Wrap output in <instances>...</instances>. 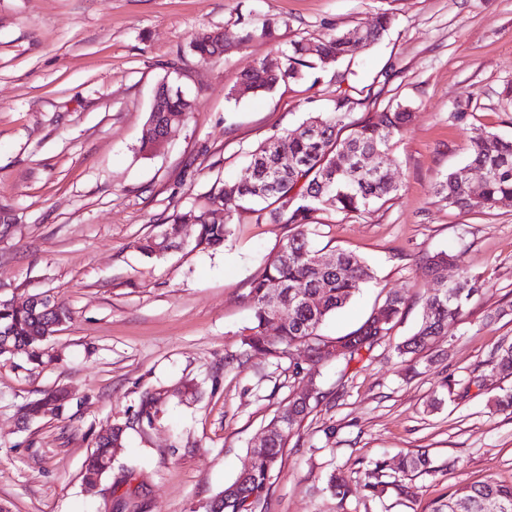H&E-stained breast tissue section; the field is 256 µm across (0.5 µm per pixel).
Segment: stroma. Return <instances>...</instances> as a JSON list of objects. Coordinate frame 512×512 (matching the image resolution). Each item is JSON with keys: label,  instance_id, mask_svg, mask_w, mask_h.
Segmentation results:
<instances>
[{"label": "stroma", "instance_id": "1", "mask_svg": "<svg viewBox=\"0 0 512 512\" xmlns=\"http://www.w3.org/2000/svg\"><path fill=\"white\" fill-rule=\"evenodd\" d=\"M382 12L392 19L383 38L318 81L234 94L239 74L276 45L361 28ZM267 18L279 22L276 42L239 47L244 28ZM218 28L230 51L198 62L193 34ZM341 73L361 100L355 117L401 102L413 118L393 145L397 195L366 214L318 217L316 248L353 252L374 272L323 332L355 329L394 291L407 297L403 315L351 369L302 348L232 364L252 321L249 284L287 227L243 210L214 251L195 249L190 226L161 256L137 243L174 210L243 181L247 151L328 109ZM165 80L195 110L160 151L144 152ZM461 104L458 124L450 114ZM490 132L512 140V0H0V207L13 216L0 229V297L47 292L69 312L42 362L0 360V503L116 512L135 491L145 512H205L281 402L309 384L324 397L291 439L262 512H429L460 486L512 483V413L494 405L512 375L485 365L512 342V207L459 210L434 191L451 172L479 181L467 155ZM439 252L455 257L444 280L466 268L483 289L410 373L396 347L434 287L419 261ZM54 389L68 395L63 414L20 424L19 406ZM146 390L161 396L149 425L135 420ZM116 419L129 424L125 443L93 497L82 463ZM420 450L432 467L396 473L402 492L340 500L327 487L337 469Z\"/></svg>", "mask_w": 512, "mask_h": 512}]
</instances>
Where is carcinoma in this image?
Segmentation results:
<instances>
[{
    "mask_svg": "<svg viewBox=\"0 0 512 512\" xmlns=\"http://www.w3.org/2000/svg\"><path fill=\"white\" fill-rule=\"evenodd\" d=\"M389 24V16L383 13L376 24L362 30L359 41L349 40L345 32L332 34L317 42L313 54L308 52L307 43L293 41L278 50L279 66L272 68L264 59L256 61L240 74L239 82L247 86L249 93L258 94L273 90L285 78L303 79L375 43ZM277 29L278 21L266 19L261 26L245 30L239 46L255 38L273 40ZM190 49L201 62L228 51L212 40L206 30L193 36ZM189 101V97L173 91L165 96L164 104L168 110L191 112L194 106ZM359 105L361 100L341 90L332 108L308 115L301 124L303 131L277 130L252 150L249 167L253 169L255 182L267 185L264 195H258L247 185H226L210 192L204 206L169 216L168 225L172 230L177 224H196V246L202 249L222 246L230 235L234 215L259 203L263 207L258 212L288 227V236L277 254L250 283L248 298L253 316L248 334L242 340V357L253 351L279 362L301 346L317 357L320 347L333 345L339 349L337 360L348 366L361 362L403 314L405 298L395 293L387 296L376 311L349 333L332 337L321 331L325 320L343 308L372 279V272L363 259L345 250L333 252L336 262L331 265L319 261L322 250L312 244L316 215L366 213L397 192L398 187L389 173L390 167L397 163L391 154V141L412 118V112L398 104L365 119L354 120L352 114ZM163 117L162 112L149 113L141 138L142 150H152L151 126ZM345 129L349 130V135L346 154L342 155L336 152V142ZM283 154L294 158L297 167H280L278 162ZM367 156L372 157L369 168L363 165ZM469 166L480 172V184L474 187L460 174L449 173L435 187L441 201L460 210L512 207V141L501 140L492 133L473 141ZM211 206L224 209V223L211 224L206 220L204 208ZM174 243L172 239L165 245L161 236L153 235L141 239L138 249L143 254L156 255L166 252ZM450 259V255L441 252L422 261L421 270L433 278L435 288L427 298L418 329L396 347L403 363L430 349L435 339L444 335L448 324L464 315L467 303L477 292L473 277L465 270L451 283L439 279L441 268ZM272 297L276 298L274 306L270 304ZM67 320L66 309L56 300L28 309L12 308L1 300L0 359L21 356L31 363L41 360L45 355L44 335L58 331L54 324ZM487 366L511 375L512 343L500 346L498 356ZM63 400L62 393L47 392L44 397L23 404L20 419L28 422L53 415L64 407ZM157 403L152 393H143L137 420L152 423L158 412ZM316 403V395L308 401H301L295 395L289 397L274 418V430L265 453L258 455L250 471L239 474L226 485L206 512H253L246 508L250 500L254 507H259L272 485L273 473L284 449ZM126 430L127 424L114 423L96 437L82 464L85 491L96 492L112 471L113 449L123 447ZM431 464L427 453L417 452L401 458L398 469L403 473H425L430 471ZM387 470L384 460H377L365 469L361 487L367 496L380 499L398 487L396 481L389 480ZM355 481L356 478L340 471L329 475L327 485L336 497L344 499ZM431 512H512V483L487 480L460 487L435 502Z\"/></svg>",
    "mask_w": 512,
    "mask_h": 512,
    "instance_id": "1",
    "label": "carcinoma"
}]
</instances>
